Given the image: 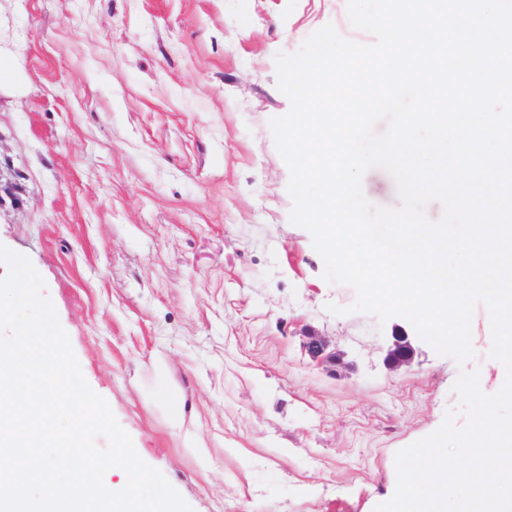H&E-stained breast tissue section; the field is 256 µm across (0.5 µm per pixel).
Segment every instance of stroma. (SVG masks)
<instances>
[{
    "instance_id": "stroma-1",
    "label": "stroma",
    "mask_w": 512,
    "mask_h": 512,
    "mask_svg": "<svg viewBox=\"0 0 512 512\" xmlns=\"http://www.w3.org/2000/svg\"><path fill=\"white\" fill-rule=\"evenodd\" d=\"M328 24L375 41L347 0H0V245L193 512H374L397 451L459 404L457 363L351 312L290 221L276 56ZM401 335L414 359L392 368ZM471 342L495 393L485 306Z\"/></svg>"
}]
</instances>
